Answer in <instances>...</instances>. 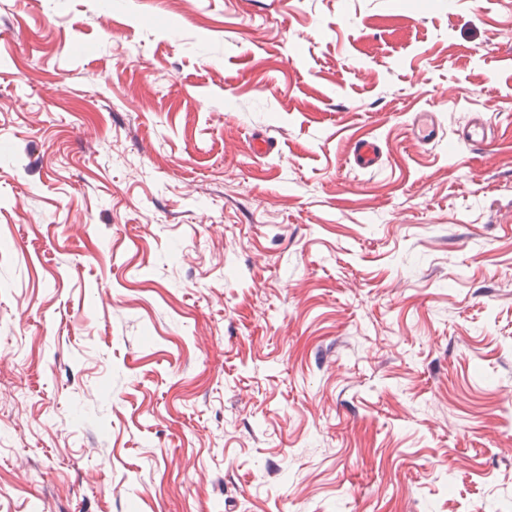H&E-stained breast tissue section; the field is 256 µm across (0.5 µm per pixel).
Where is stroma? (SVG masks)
<instances>
[{
  "label": "stroma",
  "instance_id": "stroma-1",
  "mask_svg": "<svg viewBox=\"0 0 512 512\" xmlns=\"http://www.w3.org/2000/svg\"><path fill=\"white\" fill-rule=\"evenodd\" d=\"M0 492L512 512V0H0ZM413 134L420 143H431L440 137V125L433 113L420 112L413 123ZM457 140L467 147L487 150L494 138L493 128L484 115H474L456 131ZM382 157V151L377 140L361 139L357 141L352 150V161L354 165L362 170L370 171L376 169Z\"/></svg>",
  "mask_w": 512,
  "mask_h": 512
}]
</instances>
